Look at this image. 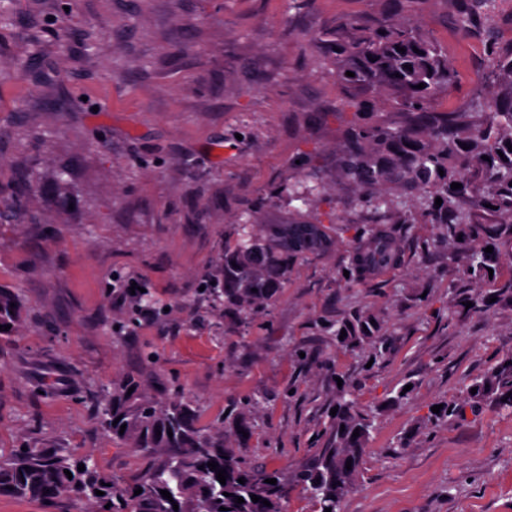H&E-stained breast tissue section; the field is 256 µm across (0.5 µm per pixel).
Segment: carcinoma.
I'll return each mask as SVG.
<instances>
[{
  "mask_svg": "<svg viewBox=\"0 0 512 512\" xmlns=\"http://www.w3.org/2000/svg\"><path fill=\"white\" fill-rule=\"evenodd\" d=\"M490 0H468L461 13L463 30L477 23ZM483 37L492 66L485 80L498 91L489 100L475 96L470 111L450 116L431 110L434 96L450 88L454 71L439 45L405 15L379 30L349 21L339 30L330 53L336 57V82L353 109V120L343 133L339 177L358 191V202L370 210L377 223L359 231L350 245L351 259L344 278L348 284H364L382 269L400 264L401 248L384 228L386 224H430L435 238L426 249L452 250L471 278H484L498 259L496 241L512 244V45H501L496 28L483 25ZM403 51L396 50V47ZM354 76H346V72ZM423 83L425 88L417 85ZM386 93L405 119L386 121L374 112L373 92ZM469 149H463V145ZM489 160H484V157ZM444 174H439V171ZM462 188H451L452 183ZM324 186L309 173L288 188L290 199L311 201ZM28 177L18 178L0 219L17 224H36L30 207ZM442 204L435 205L436 198ZM265 198L256 200L242 218L226 226L224 248L206 288L224 296V311L247 322L268 306L288 281L290 264L326 249L331 237L325 225L301 211L289 214L281 224L260 219ZM493 247L486 253L474 242ZM15 307H10V304ZM25 303L14 289L0 285V325L17 334L23 324ZM322 329L333 331L336 343L350 349L368 347L374 359L391 353L389 336L382 332L379 316L354 308ZM347 336L340 338L341 330ZM134 391H129V388ZM477 393H471V389ZM512 408V355L502 358L466 389L461 401L443 402L440 413H430L437 425L473 410L486 400ZM338 411L333 417L334 442L319 448L294 476L277 470L251 467L224 446V433L206 434L195 425L191 404L182 399H160L134 377L117 383L98 414L100 427L112 438L151 458L150 464L130 482L111 481L87 457L66 448L18 447L0 456V495L52 501L64 496L84 498L88 512H284L288 482L302 486L320 509L336 512L340 500L355 487L364 447L374 427L377 411L358 405L354 393L341 386L336 391ZM125 431H120L121 425ZM161 435H156V431ZM358 437H353L354 431ZM173 436H168V433ZM351 468H346V462ZM226 470V484L216 470ZM85 470H78V465ZM72 477H67L65 471ZM244 483H239V478ZM276 479L269 484L267 480ZM142 493L136 495V489ZM100 490L104 495L98 496ZM166 490L172 500L160 491ZM260 497L255 503L251 495ZM243 502H235V497ZM269 501L266 506L263 501ZM178 509H173V504Z\"/></svg>",
  "mask_w": 512,
  "mask_h": 512,
  "instance_id": "carcinoma-1",
  "label": "carcinoma"
}]
</instances>
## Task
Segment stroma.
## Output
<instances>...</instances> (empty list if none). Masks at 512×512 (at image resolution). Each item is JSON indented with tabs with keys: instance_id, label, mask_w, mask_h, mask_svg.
I'll return each mask as SVG.
<instances>
[{
	"instance_id": "35a3bbf8",
	"label": "stroma",
	"mask_w": 512,
	"mask_h": 512,
	"mask_svg": "<svg viewBox=\"0 0 512 512\" xmlns=\"http://www.w3.org/2000/svg\"><path fill=\"white\" fill-rule=\"evenodd\" d=\"M0 18V201L17 171L39 190L40 224L0 223V284L24 298V328L0 336V454L20 440L90 456L123 483L148 463L96 420L115 383L135 376L153 393L181 389L204 431L230 427L244 400L251 433L226 443L248 464L285 474L331 440L337 379L360 405L381 407L354 490L337 512H512V409L494 402L433 427L434 405L464 397L472 379L512 353V306L464 311L459 291L487 295L512 276L499 247L494 283L472 280L442 249L423 257L425 224H398L402 261L368 283L341 279L350 240L370 214L335 177L352 119L324 51L342 23L395 22V0H6ZM460 0H411L407 11L448 53L456 82L432 101L463 112L483 82L479 33L461 29ZM81 41L59 68L61 38ZM111 47L108 60L95 51ZM34 55L47 82L17 70ZM310 158L326 192L315 218L335 238L298 260L274 302L242 325L203 290L224 228L257 196L262 219L287 220L303 203L283 188ZM66 167V199L43 191ZM156 299L150 318L128 281ZM428 293L429 302L418 299ZM378 313L390 360L347 350L320 332L352 307ZM311 350L301 360L299 350ZM401 406L384 400L405 382ZM409 447L398 448L403 435Z\"/></svg>"
}]
</instances>
